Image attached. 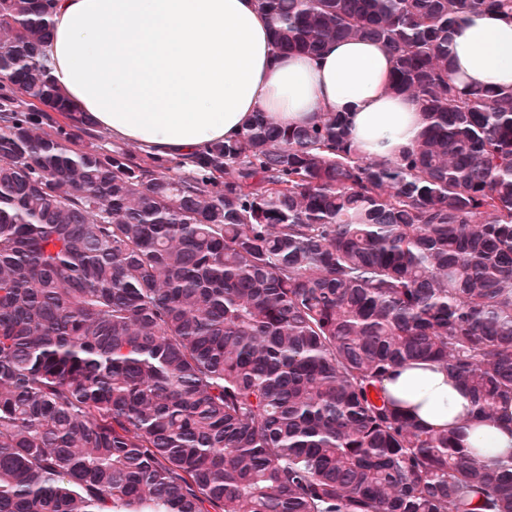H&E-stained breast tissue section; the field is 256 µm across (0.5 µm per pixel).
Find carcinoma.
Instances as JSON below:
<instances>
[{
	"mask_svg": "<svg viewBox=\"0 0 512 512\" xmlns=\"http://www.w3.org/2000/svg\"><path fill=\"white\" fill-rule=\"evenodd\" d=\"M257 2L282 51L384 43L415 143L259 113L142 163L53 81L54 0H0V512H512V459L383 392L429 361L512 422V88L448 52L512 0Z\"/></svg>",
	"mask_w": 512,
	"mask_h": 512,
	"instance_id": "cac0c4a2",
	"label": "carcinoma"
}]
</instances>
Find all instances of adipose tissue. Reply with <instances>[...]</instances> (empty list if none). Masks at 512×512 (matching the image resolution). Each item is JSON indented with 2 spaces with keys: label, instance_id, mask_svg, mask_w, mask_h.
<instances>
[{
  "label": "adipose tissue",
  "instance_id": "obj_1",
  "mask_svg": "<svg viewBox=\"0 0 512 512\" xmlns=\"http://www.w3.org/2000/svg\"><path fill=\"white\" fill-rule=\"evenodd\" d=\"M451 49L465 84L512 85V20L463 15ZM42 51L57 86L97 129L149 157L200 154L237 138L258 112L293 125L345 113L371 158L399 157L425 124L413 100L388 93L393 63L383 43L337 40L315 56L280 51L256 0H55ZM384 392L421 425L459 429L467 455L512 458V427L479 417L447 369H397Z\"/></svg>",
  "mask_w": 512,
  "mask_h": 512
}]
</instances>
